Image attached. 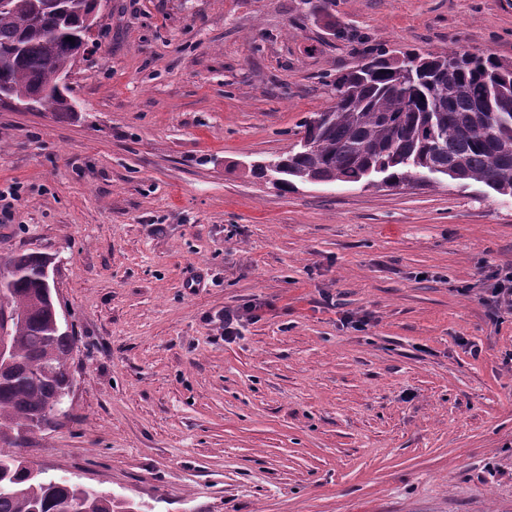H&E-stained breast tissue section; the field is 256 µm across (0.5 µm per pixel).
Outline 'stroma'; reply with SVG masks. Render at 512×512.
<instances>
[{"instance_id":"1","label":"stroma","mask_w":512,"mask_h":512,"mask_svg":"<svg viewBox=\"0 0 512 512\" xmlns=\"http://www.w3.org/2000/svg\"><path fill=\"white\" fill-rule=\"evenodd\" d=\"M71 112L0 106V259L76 345L21 455L136 512H512V197L273 186L386 50L512 62V0H104ZM255 305L237 338L224 313Z\"/></svg>"}]
</instances>
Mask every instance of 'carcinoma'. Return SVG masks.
<instances>
[{
  "label": "carcinoma",
  "mask_w": 512,
  "mask_h": 512,
  "mask_svg": "<svg viewBox=\"0 0 512 512\" xmlns=\"http://www.w3.org/2000/svg\"><path fill=\"white\" fill-rule=\"evenodd\" d=\"M13 3L0 11V87L16 101L45 93L54 111H74L60 74L86 43L94 0ZM332 94L326 123L305 124L308 144L274 158L276 186L309 177L357 184L369 171L398 186L438 166L453 170L462 187L480 183L512 195V62L465 50L379 54L336 76ZM47 263L39 253L7 261V300L18 319L15 365L0 370V512H78L83 500L89 512H125L86 485L30 476L18 453L30 435L52 425L47 408L69 386L75 347L74 337L55 328L52 292L42 278Z\"/></svg>",
  "instance_id": "obj_1"
}]
</instances>
